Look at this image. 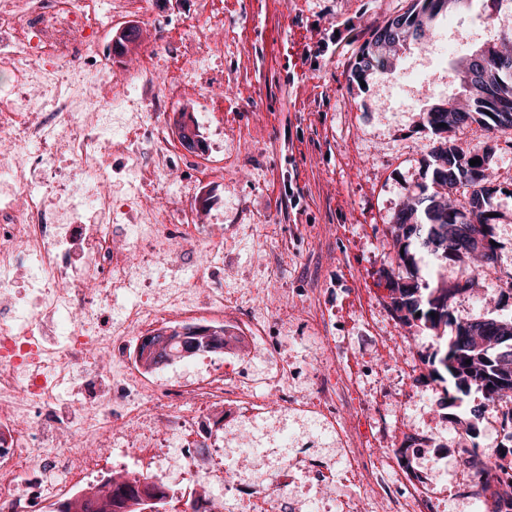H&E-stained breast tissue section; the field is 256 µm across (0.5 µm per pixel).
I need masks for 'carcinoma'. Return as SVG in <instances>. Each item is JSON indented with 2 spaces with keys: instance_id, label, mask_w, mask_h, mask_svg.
<instances>
[{
  "instance_id": "carcinoma-1",
  "label": "carcinoma",
  "mask_w": 512,
  "mask_h": 512,
  "mask_svg": "<svg viewBox=\"0 0 512 512\" xmlns=\"http://www.w3.org/2000/svg\"><path fill=\"white\" fill-rule=\"evenodd\" d=\"M472 0H411L405 11L406 19L417 20L418 28H428L442 13L471 3ZM407 31H397L391 23L375 28L360 49L351 71L354 80L362 81L373 69L387 72L388 58L382 49L406 44ZM467 108L460 110L436 107L427 112L426 122L436 136L457 125L476 122L487 130L512 128V56L495 58L489 63L486 87L466 89ZM484 156L446 139L433 150L427 162L433 191H421L413 204L402 206L397 224L391 230L394 246L399 251L398 267L406 275L391 276L387 281L390 307L404 323H419L433 340V353L428 357L429 376L449 384L446 389L448 406L460 409L457 421L466 432L475 430L474 420L482 414L485 405H470L465 397L475 392L490 403H508L512 393V315L473 314L459 317L452 312V299L456 294L472 289L474 274L494 263L488 253L482 254L483 264H468L474 253L470 239L455 231L453 216L460 209L442 201L441 191H453L456 186L476 188L472 173L479 165L470 160ZM498 213L496 198L487 203V215L471 224L474 233L492 244V227ZM460 264L456 281L447 286H431L419 278V263L429 269V277L439 275V269L448 262ZM184 349L213 348L215 338L200 333L198 337L182 340ZM139 481L117 483L112 478L91 487V495L77 494L64 499L58 512H143L148 505L141 504L132 494Z\"/></svg>"
}]
</instances>
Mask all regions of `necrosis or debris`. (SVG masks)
<instances>
[{"mask_svg":"<svg viewBox=\"0 0 512 512\" xmlns=\"http://www.w3.org/2000/svg\"><path fill=\"white\" fill-rule=\"evenodd\" d=\"M214 0H0V512H56L99 462L121 454L119 472L164 486L171 473L204 479L215 493L194 497L195 512H363L366 485L383 493L374 512H434L432 489L399 470V491L366 444L377 428L365 413L343 414V388L311 375L305 384L277 374L257 381L201 373L191 383L164 379L181 366L182 347L165 367L142 352L148 336L214 327L212 311L237 315L224 291L196 270L177 302L158 304L145 273L159 262L150 243L185 241L216 252L222 225L212 202L184 179L182 160L212 154V106L224 90L203 77L224 61V18ZM191 24L185 45L166 37L113 65L101 36L129 14L155 23L158 11ZM97 69H89V62ZM123 176L112 177L113 159ZM125 232L113 236V225ZM144 302L113 313L120 292ZM77 391L74 400L66 389ZM288 391L291 410L319 419L335 461L296 452L287 437L281 466L266 471L254 445L267 422L269 394ZM248 423L212 439L207 423L225 394ZM480 469L457 490L462 504L481 500L484 481L512 483L490 447Z\"/></svg>","mask_w":512,"mask_h":512,"instance_id":"4bbe7bcc","label":"necrosis or debris"}]
</instances>
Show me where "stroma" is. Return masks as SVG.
<instances>
[{
    "label": "stroma",
    "instance_id": "35a3bbf8",
    "mask_svg": "<svg viewBox=\"0 0 512 512\" xmlns=\"http://www.w3.org/2000/svg\"><path fill=\"white\" fill-rule=\"evenodd\" d=\"M410 0H224V64L212 85L224 87V158L193 167L189 180L224 195V255L197 246L173 250L156 276L184 279L214 269L226 294L245 296L264 312L265 343L248 365L252 377L276 374L292 360L342 382H357L363 398L388 395L387 426L370 454L381 455L406 435H427L426 483L445 468L443 494L469 467L457 426L440 404L441 385L412 380L427 371L431 341L390 309L387 277L396 273L390 230L409 196L427 184L426 162L439 139L428 111L461 97L460 58L500 31L512 29V5L491 11L487 0L439 16L425 43L401 47L391 72L365 85L349 80L371 30L401 14ZM456 45L442 55L440 43ZM457 145L488 153L499 188L492 226L498 260L494 278L455 296L459 316L512 313V129L486 131L470 123L449 132ZM300 194L290 205L284 184ZM335 337L336 358L320 362L314 339Z\"/></svg>",
    "mask_w": 512,
    "mask_h": 512
}]
</instances>
